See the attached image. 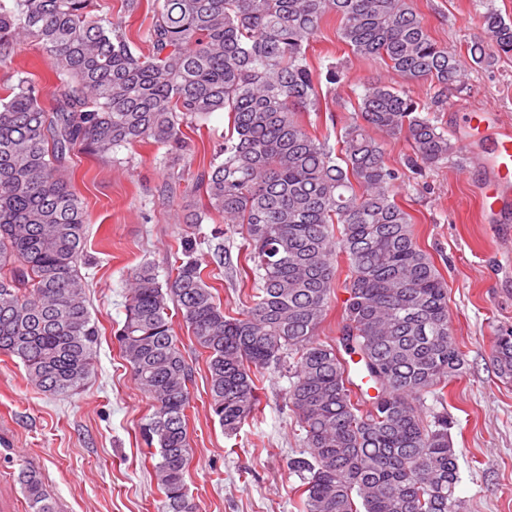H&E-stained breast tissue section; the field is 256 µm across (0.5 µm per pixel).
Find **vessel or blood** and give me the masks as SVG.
<instances>
[{
    "label": "vessel or blood",
    "mask_w": 512,
    "mask_h": 512,
    "mask_svg": "<svg viewBox=\"0 0 512 512\" xmlns=\"http://www.w3.org/2000/svg\"><path fill=\"white\" fill-rule=\"evenodd\" d=\"M490 140L491 148L484 157L489 175L478 195L484 213L495 218L512 211V128L497 125Z\"/></svg>",
    "instance_id": "obj_1"
}]
</instances>
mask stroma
Masks as SVG:
<instances>
[{
	"label": "stroma",
	"mask_w": 512,
	"mask_h": 512,
	"mask_svg": "<svg viewBox=\"0 0 512 512\" xmlns=\"http://www.w3.org/2000/svg\"><path fill=\"white\" fill-rule=\"evenodd\" d=\"M413 5L431 36L461 53L483 39L478 18L485 9L512 22V0H414ZM337 25L336 17H329L307 52L314 66L333 62L348 72V82L336 91L340 107L320 112L313 123L318 136L331 139L349 121L362 84L388 75L382 61L358 59L338 41ZM12 66L39 85L45 103L59 96L61 84L35 42L17 46ZM414 92L457 148L447 163L414 175L405 167L406 141L385 140L386 160L404 180L398 199L414 218L419 245L447 282L451 330L466 359L464 374L449 382L442 402L458 455L456 495L462 512H512V382L496 376L491 360L496 336L512 329V266L504 261L512 247L496 224L480 219L477 186L484 173L480 162L466 158L470 144L462 119L466 107L491 105L512 125V57H501L490 69L473 67L465 85L450 90L447 99L427 85ZM226 129L223 112L188 129L196 153L175 167L158 160L149 145L123 149L112 160L81 150L68 156L71 185L88 214L86 249L93 263L82 274L99 329L97 357L82 389L52 395L28 380L22 364L0 356V512H28L18 483L24 467L41 472L58 512H163L140 434L150 401L134 384L113 331L125 318L129 270L147 259L167 275L180 255L179 239L189 231L205 238L197 256L206 283L226 310L242 311L251 285L228 274L215 257L220 249L238 251L240 227L225 226L223 236L214 239L211 221L185 223L200 204L191 178L208 167ZM174 330L193 370L187 483L197 512H298L301 481L286 461L302 451L303 442L286 400L287 376L266 369L257 416L226 436L208 411L205 356L182 320H175Z\"/></svg>",
	"instance_id": "obj_1"
}]
</instances>
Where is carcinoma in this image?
<instances>
[{
	"mask_svg": "<svg viewBox=\"0 0 512 512\" xmlns=\"http://www.w3.org/2000/svg\"><path fill=\"white\" fill-rule=\"evenodd\" d=\"M147 5L135 47L126 17ZM354 56L380 59L400 82L373 80L357 94L336 144L303 116L321 111L345 69L307 57L329 15ZM490 45L462 56L435 41L413 0H121L117 17L94 0H0V355L17 359L35 386L67 394L84 386L99 330L81 268L88 215L73 191L75 149L109 157L153 145L176 166L194 151L183 128L228 114L224 143L196 174L200 224L217 217L244 228L246 266L219 263L253 280L249 305L230 315L181 239L185 260L165 281L149 261L126 279L125 319L114 339L134 383L151 400L142 437L164 512H197L189 497L188 415L192 368L173 327L182 318L207 353L208 409L237 434L261 403L259 376L288 374L286 398L304 450L286 466L301 480L303 512H460L458 456L441 402L465 366L448 324V285L417 243L398 203V173L377 135L402 136L418 174L448 161V133L410 87L460 88L467 63L490 68L512 56V23L480 16ZM33 39L63 82L47 105L25 77L12 82L17 42ZM348 279L336 338L320 339L338 269ZM512 381V330L492 351ZM30 512H56L41 475L21 471Z\"/></svg>",
	"mask_w": 512,
	"mask_h": 512,
	"instance_id": "1",
	"label": "carcinoma"
}]
</instances>
